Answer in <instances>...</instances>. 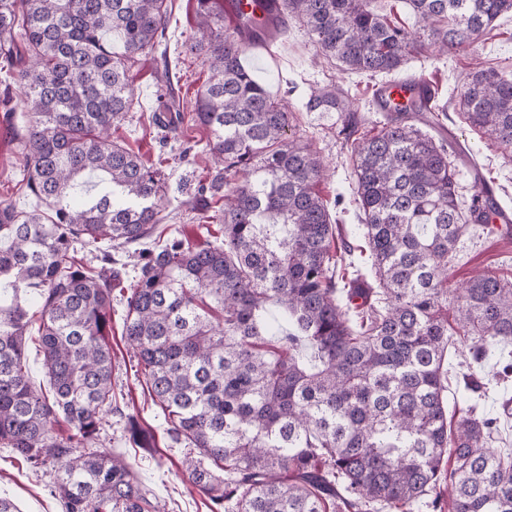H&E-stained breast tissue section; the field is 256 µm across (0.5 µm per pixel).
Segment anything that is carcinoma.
Segmentation results:
<instances>
[{"label":"carcinoma","instance_id":"1","mask_svg":"<svg viewBox=\"0 0 512 512\" xmlns=\"http://www.w3.org/2000/svg\"><path fill=\"white\" fill-rule=\"evenodd\" d=\"M413 28L376 0H281L274 35L304 27L327 61L376 75L403 69L428 41L473 46L512 0H406ZM190 51L210 77L195 120L211 133L222 194L218 245L160 240L139 255L126 342L166 437L193 449L186 481L211 512H512V451L493 448L499 418L469 406L448 426V351L512 376V281L448 279L459 239L493 232L491 189L474 175L458 194L461 154L439 108L418 100L356 136L348 93L313 88L296 105L243 65L249 28L224 27L197 0ZM166 0H0V55L22 52L28 191L49 211L0 207V445L55 472L62 512H160L133 464L104 448L114 412L112 254L86 268L77 239L113 249L153 235L161 173L111 139L133 104V63L155 52ZM118 37L122 52L112 51ZM338 112L352 142L355 202L378 288L336 280L343 256L317 187L327 166L292 132L296 109ZM474 129L512 151V78L473 67L458 101ZM36 330L49 396L32 385L26 333ZM64 422L68 434L56 432Z\"/></svg>","mask_w":512,"mask_h":512}]
</instances>
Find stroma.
I'll return each instance as SVG.
<instances>
[{
    "instance_id": "35a3bbf8",
    "label": "stroma",
    "mask_w": 512,
    "mask_h": 512,
    "mask_svg": "<svg viewBox=\"0 0 512 512\" xmlns=\"http://www.w3.org/2000/svg\"><path fill=\"white\" fill-rule=\"evenodd\" d=\"M170 20L159 50L143 58L131 69L136 98L124 121L112 131V138L147 163L163 170L168 186L164 201L169 219L160 224L164 236L191 243L220 242L224 228L207 223L208 215L221 209L222 198L205 192L214 169L209 151L210 134L193 117L198 90L208 78L202 59L189 50L196 27V0H168ZM315 47L302 26L290 24L263 57L246 52L243 63L277 98L292 102L305 99L313 87L336 85L348 90L365 116V130H374L382 120L373 93L380 77L346 72L326 62H315ZM495 67L512 75V14L501 16L487 39L465 52L436 54L425 47L418 58L404 69L405 75L435 79L436 100L444 105L445 131L455 147L462 149L459 164L460 193L464 201L473 195V174L481 172L493 188L502 208L512 213V157L497 144L472 130L454 106L474 62ZM15 68L0 72V114H6L13 137H20L25 126L23 89ZM341 124L336 112H298L293 126L297 136L312 144L325 157L330 176L318 190L330 201L336 221L337 246H348L344 269L346 278L373 283L366 244L356 232L359 211L354 202L355 180L351 149L338 134ZM24 158L20 150L0 157V203L22 210L39 208L40 202L22 187ZM138 245L115 252L120 277L112 292L114 356L112 385L118 411L103 419L101 438L106 448L123 454L137 471L143 484L153 490L165 512H210L207 497L185 482L180 475L183 449L163 440L164 416L149 398L138 370L137 360L122 337L127 287L139 261ZM489 272L512 278V231L490 234L474 231L463 237L448 270L453 284L466 282L475 274ZM484 386V411L500 416L504 399L512 398V379L500 383L491 368L469 367L463 353L450 355L448 387L459 408H467L470 394L464 376ZM51 467L38 470L26 465L11 449L0 447V496L15 501L20 512H61L54 494Z\"/></svg>"
}]
</instances>
